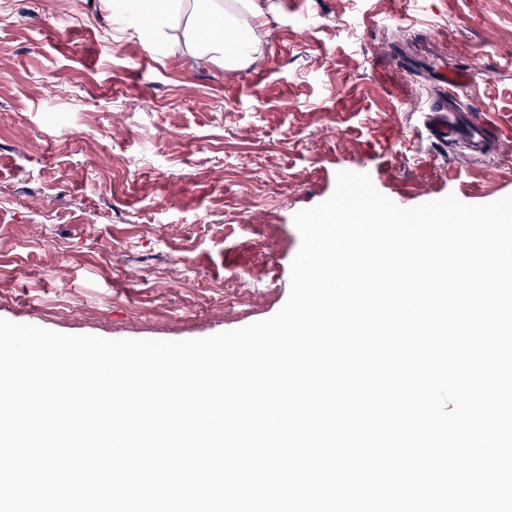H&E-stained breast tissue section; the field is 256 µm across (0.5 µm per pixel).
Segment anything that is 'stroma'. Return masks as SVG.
<instances>
[{
  "mask_svg": "<svg viewBox=\"0 0 512 512\" xmlns=\"http://www.w3.org/2000/svg\"><path fill=\"white\" fill-rule=\"evenodd\" d=\"M260 42L203 52L194 0L139 31L110 0H0V319L180 341L276 314L294 215L341 171L403 208L512 195V0H264ZM483 153L426 127L438 64Z\"/></svg>",
  "mask_w": 512,
  "mask_h": 512,
  "instance_id": "35a3bbf8",
  "label": "stroma"
}]
</instances>
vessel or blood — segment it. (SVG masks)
Masks as SVG:
<instances>
[{
	"mask_svg": "<svg viewBox=\"0 0 512 512\" xmlns=\"http://www.w3.org/2000/svg\"><path fill=\"white\" fill-rule=\"evenodd\" d=\"M438 81L444 88V96L427 117L432 136L441 144L463 140L473 147H480L485 139L482 125L466 123L455 99L456 93L468 85V73L442 67L438 70Z\"/></svg>",
	"mask_w": 512,
	"mask_h": 512,
	"instance_id": "obj_1",
	"label": "vessel or blood"
}]
</instances>
